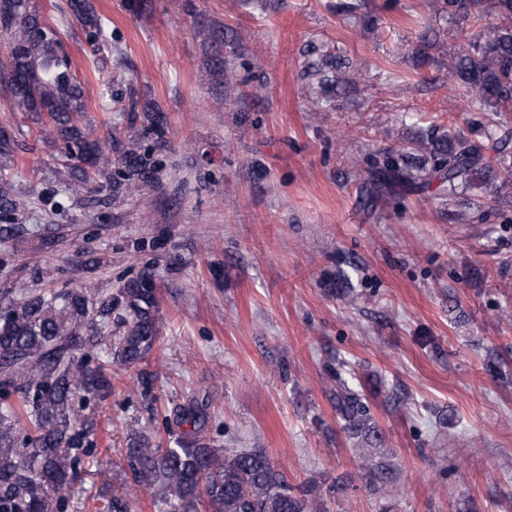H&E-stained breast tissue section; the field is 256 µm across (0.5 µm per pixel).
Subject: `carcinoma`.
<instances>
[{
	"label": "carcinoma",
	"instance_id": "obj_1",
	"mask_svg": "<svg viewBox=\"0 0 512 512\" xmlns=\"http://www.w3.org/2000/svg\"><path fill=\"white\" fill-rule=\"evenodd\" d=\"M66 23L77 22L96 42L105 27L89 0H67ZM437 12L478 24L475 39L448 59V77L459 89L472 90L482 106L512 108V0H437ZM441 46L421 38L420 64L432 61ZM0 50L7 77L4 94L14 112H29L45 123L53 143L80 173L74 187L99 179L117 195L123 187L149 185L157 173L154 152L167 148V118L155 102L114 101L111 110L128 114L124 138L96 135L85 122L88 106L72 59L57 27L44 18L39 0H0ZM308 74L329 92L337 84L332 60L311 64ZM152 139L153 147L140 142ZM15 133L0 128V170L14 161ZM432 165L423 175L401 154L377 163L365 202L401 192H420L439 182L440 195L455 200L460 185L474 178L512 181V153L501 147L489 159L484 144L461 135L433 136ZM159 289L144 272L115 293L93 288L45 294L36 289L19 299L0 298V512H65L71 489L91 448L96 423L76 404L79 395H102L111 388L107 365L95 366L76 352L89 354L98 333L113 314L126 325L118 357L136 364L152 351L160 333ZM336 415L344 429L367 443L380 440L368 401L355 384L336 375ZM176 422L204 426L208 415L194 403L175 410ZM126 467L133 479L159 485L165 512H196L206 497L212 512H307V500L295 495L284 474L260 448L216 449L191 435L162 446L147 436L127 448ZM365 473L382 484L391 481L387 463L365 457ZM123 494L114 492L102 512H128Z\"/></svg>",
	"mask_w": 512,
	"mask_h": 512
}]
</instances>
